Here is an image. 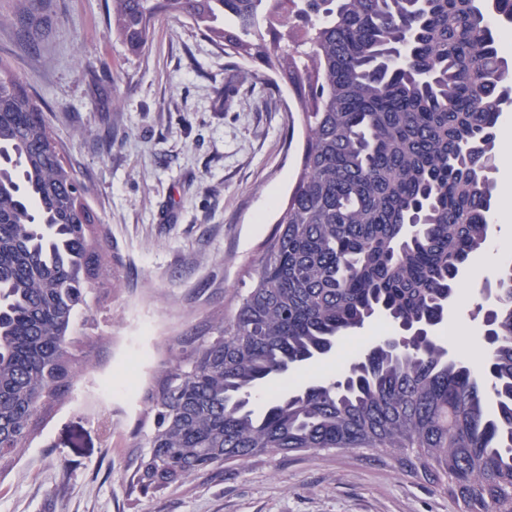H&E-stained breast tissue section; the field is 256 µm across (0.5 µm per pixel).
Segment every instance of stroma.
I'll return each instance as SVG.
<instances>
[{"label": "stroma", "instance_id": "obj_1", "mask_svg": "<svg viewBox=\"0 0 512 512\" xmlns=\"http://www.w3.org/2000/svg\"><path fill=\"white\" fill-rule=\"evenodd\" d=\"M111 8L46 0L33 21L0 27V59L40 100L112 245V285L92 290L79 316L91 364L0 477V512H461L440 486L369 448L264 454L130 492L151 429L150 377L234 308L286 205L304 136L288 90L244 85L225 99L236 66L189 22L159 19L149 50L132 55L110 33ZM489 235L449 307L476 337L512 222L492 221ZM364 342L341 337L298 383L335 376Z\"/></svg>", "mask_w": 512, "mask_h": 512}]
</instances>
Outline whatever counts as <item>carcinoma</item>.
Wrapping results in <instances>:
<instances>
[{"mask_svg": "<svg viewBox=\"0 0 512 512\" xmlns=\"http://www.w3.org/2000/svg\"><path fill=\"white\" fill-rule=\"evenodd\" d=\"M160 17L253 65L237 83L284 81L305 142L233 312L145 390L131 491L264 453L379 448L462 512H512V266L485 314L490 353L450 357L432 334L487 239L512 99L493 19L511 22L512 0H112L109 29L143 53ZM89 193L0 59V473L89 363L75 317L112 271ZM379 315L399 349L379 340L333 381L284 383ZM265 380L281 387L257 414Z\"/></svg>", "mask_w": 512, "mask_h": 512, "instance_id": "carcinoma-1", "label": "carcinoma"}]
</instances>
